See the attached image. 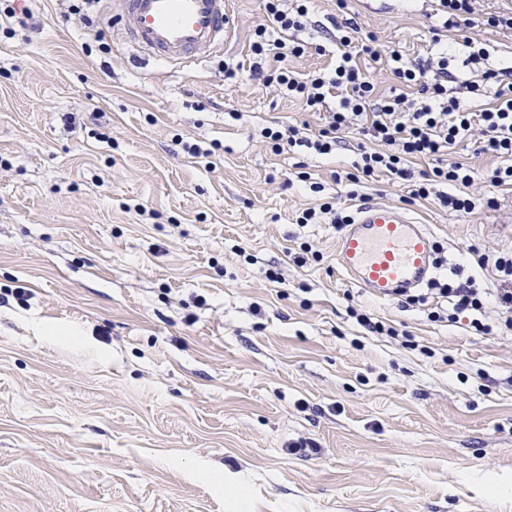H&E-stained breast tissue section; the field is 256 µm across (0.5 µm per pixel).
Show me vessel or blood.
Listing matches in <instances>:
<instances>
[{"instance_id": "b4317fda", "label": "vessel or blood", "mask_w": 512, "mask_h": 512, "mask_svg": "<svg viewBox=\"0 0 512 512\" xmlns=\"http://www.w3.org/2000/svg\"><path fill=\"white\" fill-rule=\"evenodd\" d=\"M231 18L224 0H124L116 32L144 55L182 63L224 42ZM426 225L381 202H364L336 244L346 281L381 301L428 285L438 269Z\"/></svg>"}]
</instances>
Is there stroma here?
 Here are the masks:
<instances>
[{
	"instance_id": "35a3bbf8",
	"label": "stroma",
	"mask_w": 512,
	"mask_h": 512,
	"mask_svg": "<svg viewBox=\"0 0 512 512\" xmlns=\"http://www.w3.org/2000/svg\"><path fill=\"white\" fill-rule=\"evenodd\" d=\"M17 5L35 25L0 33V512H512V343L373 298L336 267L341 226L296 221L392 204L443 247L439 280L489 286L478 254L512 251L495 158L452 153L469 213L383 176L352 197L363 136L332 156L261 136L325 117L252 79L259 0H227L223 49L182 67L113 42L122 0L90 26L70 0ZM348 7L426 57V0ZM98 31L108 53H86ZM467 37L512 58V33L476 21L448 33L455 76ZM301 440L316 453L289 454Z\"/></svg>"
}]
</instances>
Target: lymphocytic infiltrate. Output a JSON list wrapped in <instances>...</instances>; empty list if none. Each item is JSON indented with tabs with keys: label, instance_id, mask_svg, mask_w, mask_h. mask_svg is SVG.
<instances>
[{
	"label": "lymphocytic infiltrate",
	"instance_id": "lymphocytic-infiltrate-1",
	"mask_svg": "<svg viewBox=\"0 0 512 512\" xmlns=\"http://www.w3.org/2000/svg\"><path fill=\"white\" fill-rule=\"evenodd\" d=\"M264 23L258 24L249 44L253 58V77L276 87L284 97L302 102L309 110L323 107L335 99L318 130L290 125L281 130L265 131L275 152L311 151L327 155L335 151L342 133L354 131L368 139L360 158L347 173L349 184L384 176L403 184L411 199L436 198L439 204L456 212H470L474 203L463 186L471 175L462 163L451 160L449 153L469 137H476L478 150L496 158L497 164L487 174L493 187L512 189V61L496 67L487 66V50L480 42L468 39L467 62L471 75L449 83L448 46L443 32L461 29L472 22L474 0H436L433 8L440 20L432 30L434 56L407 64L400 50L381 51L375 37L362 34L354 17L348 16V0H336L341 20L326 30V43L308 44L299 34L309 23V0H262ZM334 42V60L309 73L291 70L289 58L307 49L326 54L327 42ZM386 60L400 89L385 97L376 96L374 86L362 68L361 59ZM493 94L491 107L471 111L468 99ZM432 161V168L412 171L410 160ZM492 291L480 287L474 279L457 285L442 284L430 295L411 294L400 298L402 307L432 302L433 318L457 321L470 316L476 332L512 335V293L502 295L501 318L491 325L477 314L483 311Z\"/></svg>",
	"mask_w": 512,
	"mask_h": 512
}]
</instances>
